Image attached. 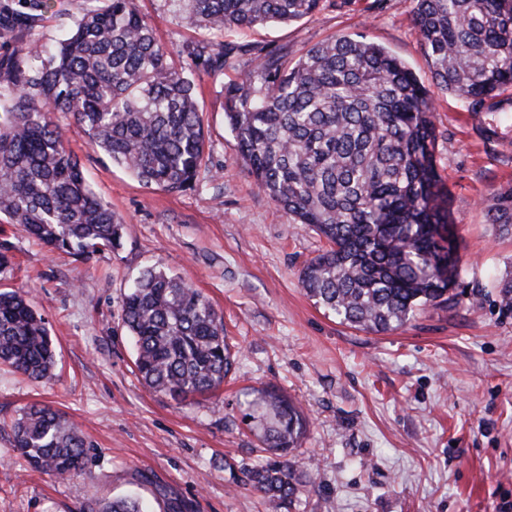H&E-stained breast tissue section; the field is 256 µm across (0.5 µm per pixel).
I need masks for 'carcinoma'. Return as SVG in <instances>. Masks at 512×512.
Returning <instances> with one entry per match:
<instances>
[{
	"mask_svg": "<svg viewBox=\"0 0 512 512\" xmlns=\"http://www.w3.org/2000/svg\"><path fill=\"white\" fill-rule=\"evenodd\" d=\"M204 29H254L312 16L321 0H185ZM49 0L0 4V28L21 33L0 54V214L49 251L84 256L115 248L122 220L86 180L67 149L57 114L140 183L198 191L206 168L203 110L193 75L218 79L240 55L256 65L224 86L225 116L255 184L294 224L325 240L303 265L306 294L342 323L386 332L423 306L453 308L462 257L435 159L433 92L384 47L338 36L288 61L272 45L187 52L176 67L136 0H104L74 19L56 46L23 36ZM415 23L441 93L484 101L512 85V0H416ZM489 223L512 227V187L487 200ZM144 386L174 400L220 388L235 355L224 320L178 276L144 270L122 303ZM50 333L27 294L0 291V364L48 379ZM244 419L271 451L244 485L286 510L301 485L288 459L308 419L287 395L253 390ZM28 466L65 478L84 470L85 443L59 410L24 409L11 424ZM98 512H146L137 497Z\"/></svg>",
	"mask_w": 512,
	"mask_h": 512,
	"instance_id": "cac0c4a2",
	"label": "carcinoma"
}]
</instances>
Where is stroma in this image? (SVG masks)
<instances>
[{
  "label": "stroma",
  "instance_id": "stroma-1",
  "mask_svg": "<svg viewBox=\"0 0 512 512\" xmlns=\"http://www.w3.org/2000/svg\"><path fill=\"white\" fill-rule=\"evenodd\" d=\"M168 45L269 43L290 59L336 36L362 35L405 62L424 85L431 68L415 0H322L310 17L250 31L200 30L183 0H137ZM253 67L237 58L223 81L196 77L205 163L200 191L141 184L59 116L67 148L123 220L119 248L87 258L50 253L0 216L11 260L0 290L21 289L56 347L51 379L0 366V512H97L136 495L150 512L164 498L191 512H272L240 485L269 455L243 419L254 389L291 397L309 426L291 458L303 484L289 512H512V312L497 285L512 277V232L489 223L485 201L512 186V119L435 93V154L451 194L463 256L455 309L426 307L374 333L339 321L303 290L299 272L318 235L260 192L224 114L223 84ZM177 274L224 317L237 363L215 394L183 402L141 384L122 300L148 268ZM40 402L65 413L88 448L68 479L32 471L13 450L11 422Z\"/></svg>",
  "mask_w": 512,
  "mask_h": 512
}]
</instances>
